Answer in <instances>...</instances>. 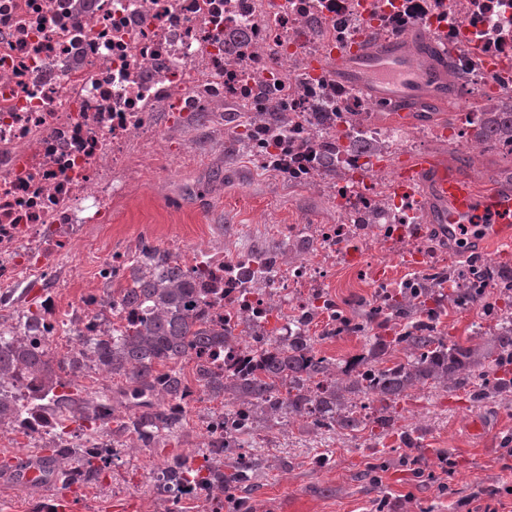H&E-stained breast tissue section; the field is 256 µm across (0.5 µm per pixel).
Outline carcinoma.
I'll return each mask as SVG.
<instances>
[{
  "label": "carcinoma",
  "mask_w": 512,
  "mask_h": 512,
  "mask_svg": "<svg viewBox=\"0 0 512 512\" xmlns=\"http://www.w3.org/2000/svg\"><path fill=\"white\" fill-rule=\"evenodd\" d=\"M472 141L494 150L503 143H512V98L501 100L485 118L473 124ZM131 275L120 288L122 301L144 307L136 324L126 327L108 340H81L66 359L53 367L46 353L35 350L23 336L0 341V379L31 375L38 390L55 405L57 424L71 419L96 422L110 410L116 427L112 439L127 447L123 436L132 434L143 448L172 436L180 427L182 414L169 413L165 407L151 405L123 417L106 401H86L57 394L56 387L66 384L57 378L56 370L76 375L84 359L91 358L103 372L121 376L126 385L139 384L147 389L158 379L160 394L169 400L183 399L191 389L177 364L192 358L199 348L228 346L235 336L207 326L199 313L202 289L193 273L174 265L167 254L149 244H143L140 254L130 263ZM478 278L493 277L502 284L498 299L504 307L493 309L495 324L490 338L465 346L448 341L440 324L429 325L423 316L432 310H443L451 301L444 288H426L416 295L406 288L399 289L389 300L392 319L377 320L370 304L358 306L369 324L370 337L363 359L374 364L378 385L373 401L382 404L370 423L387 431L393 425L389 410L395 409L406 393L419 386L437 384L445 388H465L471 384L475 371L491 379L471 390L472 399L482 402L502 393H512V269L500 265H485L472 271ZM356 359L342 363L320 355L310 338L288 345L269 355L263 367L240 378H220L207 367L195 363V386L209 395L224 396V408L249 407L254 426L283 424L294 416H307L325 409L335 425L350 433L366 428V423L351 415L345 405V395L363 391ZM291 374H304L319 380L317 392H287L285 398L275 396L277 383ZM19 408L6 395L0 397V422L18 419ZM220 448H200L197 455L203 463L194 465L187 456L177 455L166 464L177 478L187 484L212 483L220 494H228L248 486L262 467V461L243 452L224 456V472L214 469V456ZM51 470L68 476L98 480L112 462L104 454L81 448H55L50 458Z\"/></svg>",
  "instance_id": "cac0c4a2"
}]
</instances>
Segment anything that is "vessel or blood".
<instances>
[{
    "label": "vessel or blood",
    "mask_w": 512,
    "mask_h": 512,
    "mask_svg": "<svg viewBox=\"0 0 512 512\" xmlns=\"http://www.w3.org/2000/svg\"><path fill=\"white\" fill-rule=\"evenodd\" d=\"M432 50L435 62H422L399 40L382 39L370 33L362 36L352 49L337 52L328 65L343 83L367 89L375 102L385 100L395 107L411 102L444 103L452 94L440 69L441 62L448 59V48L436 44ZM397 181L409 189L429 182L442 205L441 222L480 225L484 237L506 243L512 249V239L503 236L504 227L512 223L511 192L477 195L469 179L439 168L427 153L418 154L403 166ZM15 480L21 485L52 483L53 495L46 512H73V503L82 493L76 482L49 479L44 466L36 462L18 469Z\"/></svg>",
    "instance_id": "b4317fda"
}]
</instances>
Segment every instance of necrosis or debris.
<instances>
[{
  "instance_id": "necrosis-or-debris-1",
  "label": "necrosis or debris",
  "mask_w": 512,
  "mask_h": 512,
  "mask_svg": "<svg viewBox=\"0 0 512 512\" xmlns=\"http://www.w3.org/2000/svg\"><path fill=\"white\" fill-rule=\"evenodd\" d=\"M427 28L479 91L512 96V0H0V337L27 336L47 349L55 336L105 339L140 317L112 296L126 252L99 260L98 282L68 309L54 291L62 261L99 223L125 174L151 157L154 112L187 113L244 102L252 112L279 101L290 121L256 120L244 145L259 169L315 186L325 142L337 140L330 187L335 224H272L279 246L171 252L182 270L205 271L207 324L240 341L197 354L231 375L311 335L315 321L343 336L362 325L337 311L331 277L359 254L420 259L416 283L451 270L461 303L490 282L457 260L473 250V224L425 225L420 199L383 183L386 157L402 143L373 125L374 109L324 63L365 32L394 38ZM35 319H27V312ZM37 447H113L108 426L56 431L46 419L22 425Z\"/></svg>"
}]
</instances>
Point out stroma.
Returning a JSON list of instances; mask_svg holds the SVG:
<instances>
[{"mask_svg": "<svg viewBox=\"0 0 512 512\" xmlns=\"http://www.w3.org/2000/svg\"><path fill=\"white\" fill-rule=\"evenodd\" d=\"M496 101L469 89L447 104L423 106L406 124L373 111L374 123L399 127L403 137L386 162L388 174L426 152L472 176L478 191L511 187L512 159L472 151L453 136L465 113L488 111ZM154 124L160 138L152 159L129 169V193L113 198L68 258L73 272L58 290L62 307L93 286L98 258L133 250L144 239L164 251L174 240L203 249L264 250L276 241L263 225L337 222L328 191L259 172L220 118L200 123L160 111ZM369 285L359 268L337 266L336 301L347 313H354L356 301L370 299ZM219 405L212 398L197 403L164 444L133 449L126 463L84 482L75 512H115L118 503L130 512H167L152 473L171 456L193 455L199 414ZM264 433L267 441L257 451L264 468L253 487L233 494L241 512H478L485 506L512 512V399L476 403L466 389L426 385L398 402L394 429L379 444L367 430L353 437L303 420ZM37 454L17 428L0 427V512H43L45 488L17 484L9 466Z\"/></svg>", "mask_w": 512, "mask_h": 512, "instance_id": "1", "label": "stroma"}]
</instances>
